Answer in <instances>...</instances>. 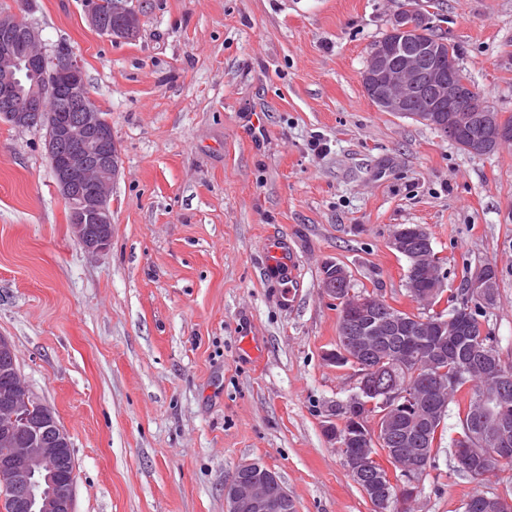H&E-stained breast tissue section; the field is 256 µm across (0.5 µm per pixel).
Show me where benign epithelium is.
<instances>
[{
  "label": "benign epithelium",
  "mask_w": 512,
  "mask_h": 512,
  "mask_svg": "<svg viewBox=\"0 0 512 512\" xmlns=\"http://www.w3.org/2000/svg\"><path fill=\"white\" fill-rule=\"evenodd\" d=\"M97 2L84 0V8L88 23L98 33L114 41H128L139 33L140 18L134 12L120 18L126 31L121 38L115 36L112 24L103 21ZM431 26L429 14L414 8L393 17L391 27L399 39L377 40L362 72L369 98L382 111L412 117L451 140L472 125L480 127L482 136L465 144L474 154L512 143V128L500 121L498 112L489 105L473 107L472 88L452 78L454 62L443 50L448 41L421 39L423 30ZM0 115L16 127L47 128L46 152L56 188L69 204L74 236L89 252L106 251L112 240L109 189L119 171L112 123L87 88L81 59L66 46L48 56L39 33L17 11H0ZM410 232L409 238L396 231L390 246L408 260L405 287L411 298L420 300L433 296L445 284L426 229L417 225ZM414 241L420 243L419 248H412ZM424 281L431 287H422ZM348 282L345 268L335 266L324 275L322 287L341 303L345 326L354 336L349 351L334 350L329 357L346 358L357 368L355 391L348 398L357 414L350 432L341 435L336 426L329 425L326 433L330 440L341 438L353 447L345 461L351 477L357 478L372 470L377 461L369 443L388 442L398 416L420 407L433 409L444 401L437 396L436 384L425 390L395 381L376 388L371 385L379 377L378 368L362 364L360 359L379 339L382 321L372 317L370 310L373 302L382 299L342 290ZM468 288L486 307L497 300L496 285L484 274L471 279ZM412 333L428 340L418 358L440 364L445 358L439 349L440 337L447 335V320L423 319ZM478 361L485 378L498 384L499 390L482 398L478 437L459 444L457 461L466 469L477 459L478 448L487 443L496 445L498 454L484 461V468L512 458V419L497 410L501 393L512 383V369L490 351L481 352ZM371 409L379 410L378 423L385 434L378 429L372 436L366 433V415ZM0 443L9 447V453L0 459V493L8 499L12 512H73L75 476L59 475L61 462L72 458L69 435L46 405L30 395L17 372L12 389L0 395ZM384 453L406 458L399 466L403 480L386 472V483L372 492L373 510L409 512L426 473V462L420 451L410 446L386 448ZM224 502L226 512H290L293 505L276 473L256 462L237 467L224 485Z\"/></svg>",
  "instance_id": "obj_1"
}]
</instances>
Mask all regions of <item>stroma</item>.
<instances>
[{
	"label": "stroma",
	"instance_id": "obj_1",
	"mask_svg": "<svg viewBox=\"0 0 512 512\" xmlns=\"http://www.w3.org/2000/svg\"><path fill=\"white\" fill-rule=\"evenodd\" d=\"M141 30L112 42L81 0H0L71 48L112 123V242L73 237L45 131L0 120V336L30 393L68 432L74 512H224L243 462L273 470L298 512H373L327 425L356 384L328 359L340 305L326 265L403 311L407 260L390 240L419 224L446 285L492 264L481 323L512 366V144L474 155L380 111L361 72L394 15L431 8L489 104L512 115V0H130ZM324 143V151L312 148ZM291 265L272 273L268 241ZM450 404L414 512H463L475 490L512 494V471L474 480Z\"/></svg>",
	"mask_w": 512,
	"mask_h": 512
}]
</instances>
